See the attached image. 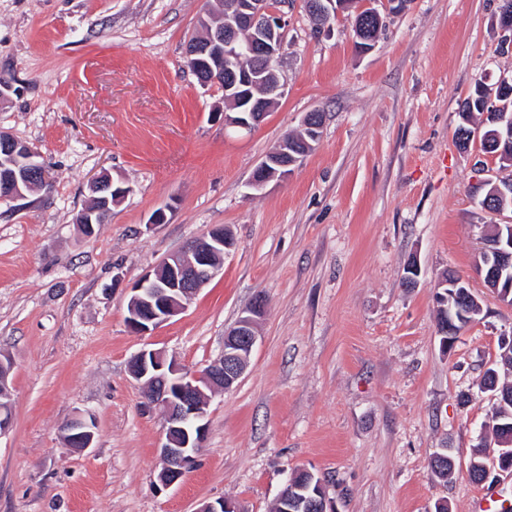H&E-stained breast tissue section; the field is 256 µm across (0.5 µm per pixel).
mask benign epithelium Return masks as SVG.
<instances>
[{"instance_id":"benign-epithelium-1","label":"benign epithelium","mask_w":512,"mask_h":512,"mask_svg":"<svg viewBox=\"0 0 512 512\" xmlns=\"http://www.w3.org/2000/svg\"><path fill=\"white\" fill-rule=\"evenodd\" d=\"M352 0H308L307 11L318 23L317 30L329 26L327 19L350 9ZM224 26L209 31L207 41L193 42L186 56L194 62L199 83L203 86H224V101L229 111L224 124L245 130L260 126L271 106L284 94V85L274 62L279 54L285 13L269 7L268 0H224ZM499 21L503 42L512 44V0H499ZM325 122V113L316 110L305 115L303 127L308 138L297 146L285 136L269 151L253 171L250 186L260 191L270 181L284 178L303 157L313 149ZM497 142L512 143V119L501 113L497 130L486 134ZM42 179L50 186L49 171L39 155L10 133L0 130V200L23 199L24 188L31 187L30 179L20 172ZM491 187L498 198L499 212L512 211V175L485 180L482 187ZM90 187L98 206L85 209L76 216L85 233L109 215L112 206L121 202L130 188L107 176L94 178ZM496 242L481 252L483 263L479 274L497 296L512 306V225L496 224ZM233 246L224 228L208 232L207 239L192 242L184 251L163 261L154 272L141 277L130 288L126 324L131 332L146 335L184 309V301L197 293L221 269V259ZM265 314V302L257 296L242 310L236 323L224 332V349L220 359L203 371H182L156 350H142L129 362L132 377L147 389L148 406H160L165 412V442L160 448L163 467L159 482L169 487L184 476L207 432L208 393L227 390L242 377L257 342L256 326ZM11 358L0 353V398L9 393ZM493 442L484 443V458L495 454L493 464L483 463L479 482L490 478L492 466L498 471L512 469V422H500L491 416L486 424ZM94 416L79 413L64 425L65 438L72 448L86 449L95 437ZM277 503L282 512L305 508L306 512H332L328 509L322 479L303 469L287 479Z\"/></svg>"}]
</instances>
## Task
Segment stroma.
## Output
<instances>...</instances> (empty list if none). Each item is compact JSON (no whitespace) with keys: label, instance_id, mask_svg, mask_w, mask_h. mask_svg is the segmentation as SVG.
<instances>
[{"label":"stroma","instance_id":"1","mask_svg":"<svg viewBox=\"0 0 512 512\" xmlns=\"http://www.w3.org/2000/svg\"><path fill=\"white\" fill-rule=\"evenodd\" d=\"M213 0H0V130L30 145L50 189L0 201V352L13 424L0 436V512H197L219 498L273 512L292 471L323 479L334 512H482L512 482L472 483V448L492 409L481 383L512 335V306L474 274L481 208L498 174L461 150L460 102L512 79L498 0H408L373 48L353 12L315 33L288 0L278 67L285 93L251 131L224 124L219 86L185 67ZM325 112L315 149L256 191L253 170L306 113ZM481 156V155H480ZM129 195L85 236L76 215L101 173ZM167 221L150 224L159 208ZM216 225L234 247L186 308L151 334L126 324L130 287ZM417 259L416 287L403 284ZM468 276L483 311L443 349L435 285ZM121 285H113L114 275ZM263 296L239 381L211 393L196 464L157 479L165 416L129 361L145 348L181 368L217 361L224 333ZM96 417L91 448L62 424ZM451 449L452 478L434 453Z\"/></svg>","mask_w":512,"mask_h":512}]
</instances>
